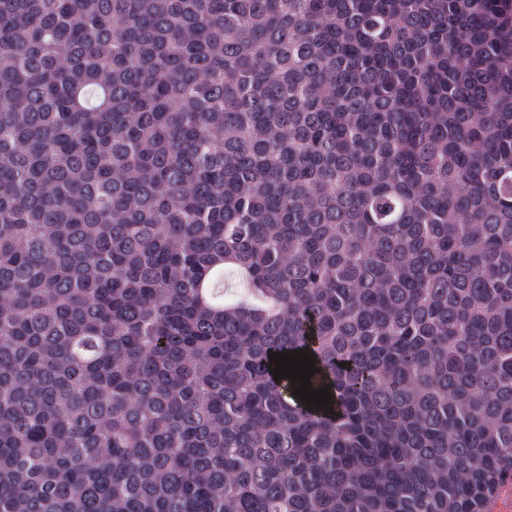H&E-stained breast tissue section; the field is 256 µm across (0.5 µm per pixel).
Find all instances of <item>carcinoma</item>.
<instances>
[{
    "label": "carcinoma",
    "mask_w": 512,
    "mask_h": 512,
    "mask_svg": "<svg viewBox=\"0 0 512 512\" xmlns=\"http://www.w3.org/2000/svg\"><path fill=\"white\" fill-rule=\"evenodd\" d=\"M509 487L512 0H0V512Z\"/></svg>",
    "instance_id": "cac0c4a2"
}]
</instances>
